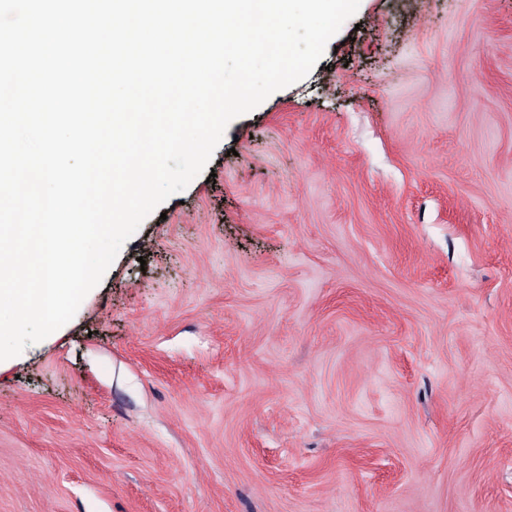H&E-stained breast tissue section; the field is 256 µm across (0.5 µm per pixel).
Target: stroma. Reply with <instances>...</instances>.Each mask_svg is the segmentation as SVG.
Returning a JSON list of instances; mask_svg holds the SVG:
<instances>
[{"label": "stroma", "mask_w": 512, "mask_h": 512, "mask_svg": "<svg viewBox=\"0 0 512 512\" xmlns=\"http://www.w3.org/2000/svg\"><path fill=\"white\" fill-rule=\"evenodd\" d=\"M0 512H512V0H360L234 119L0 363Z\"/></svg>", "instance_id": "obj_1"}]
</instances>
